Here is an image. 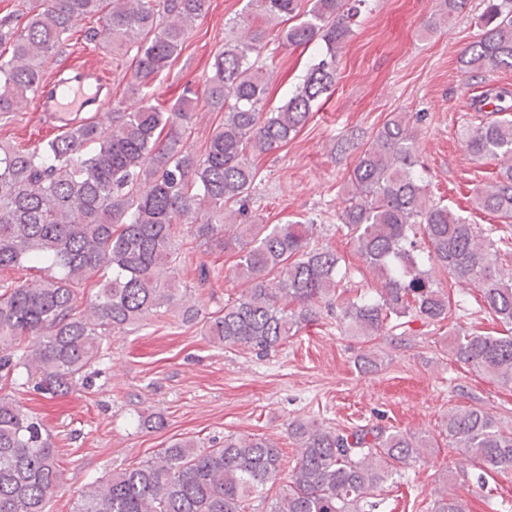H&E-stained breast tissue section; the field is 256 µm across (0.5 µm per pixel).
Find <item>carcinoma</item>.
Here are the masks:
<instances>
[{
    "label": "carcinoma",
    "instance_id": "obj_1",
    "mask_svg": "<svg viewBox=\"0 0 512 512\" xmlns=\"http://www.w3.org/2000/svg\"><path fill=\"white\" fill-rule=\"evenodd\" d=\"M367 0H314L305 20L279 31L307 48L321 43L301 82L275 110L267 109L269 64L262 52L269 25L293 18L298 0H247L245 14L224 28V51L202 96L224 111L205 152L187 145L200 94L186 88L166 105L143 96L133 111L112 108L108 125L74 112L67 130L32 146L0 142V270L40 272V283L0 282V373L24 370L45 395L64 396L88 383L107 338L137 328L162 310L224 347L266 354L316 322L351 278L335 250L313 244L315 225L257 224L248 202L258 178L254 158L288 144L313 107L336 89L338 49ZM208 0H29L26 11L0 15V117L19 111L43 82V67L77 24L100 25L90 41L133 46L132 85L143 92L182 51ZM481 38L461 58L466 70H512V0H486ZM496 118L463 133L476 158L502 161L493 189L475 205L512 219V89H491L479 106ZM416 137L396 116L377 131L350 172L342 214L350 237L381 288L340 303V322L370 343L420 322L448 319L450 293L425 263L448 271L453 283L478 291L481 307L505 329L448 337L455 359L512 388V272L500 250L447 205L435 201L417 173ZM190 243L235 258L232 275L245 284L224 308L200 316L179 288L186 261L177 225ZM99 288L88 307L79 288ZM138 426L166 427L163 415H138ZM299 454L288 476L282 455L262 435L224 437L215 448L191 438L168 443L138 465L87 484L73 512H373L376 492L416 461L427 440L382 426L289 427ZM441 435L483 473L512 474V432L474 408H453ZM58 450L41 420L0 394V512H47L60 484ZM432 512H468L467 502L439 491Z\"/></svg>",
    "mask_w": 512,
    "mask_h": 512
}]
</instances>
